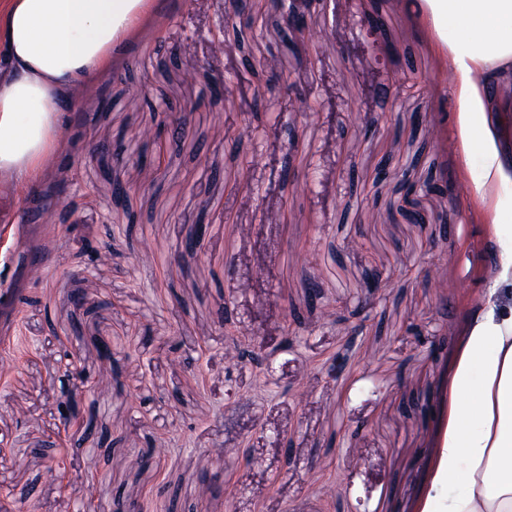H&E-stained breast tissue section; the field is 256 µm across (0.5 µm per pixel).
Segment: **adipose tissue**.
<instances>
[{
    "label": "adipose tissue",
    "mask_w": 512,
    "mask_h": 512,
    "mask_svg": "<svg viewBox=\"0 0 512 512\" xmlns=\"http://www.w3.org/2000/svg\"><path fill=\"white\" fill-rule=\"evenodd\" d=\"M152 0H6L0 12V181L35 179L58 141L66 103L105 69ZM454 71L462 139L485 126L474 198L491 224L497 273L448 384L443 434L418 512H512V159L489 128L493 88L512 84V0H406ZM464 29L460 39L449 26Z\"/></svg>",
    "instance_id": "obj_1"
}]
</instances>
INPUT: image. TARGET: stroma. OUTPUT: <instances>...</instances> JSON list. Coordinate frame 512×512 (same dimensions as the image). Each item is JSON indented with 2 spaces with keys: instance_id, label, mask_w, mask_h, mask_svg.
I'll list each match as a JSON object with an SVG mask.
<instances>
[{
  "instance_id": "35a3bbf8",
  "label": "stroma",
  "mask_w": 512,
  "mask_h": 512,
  "mask_svg": "<svg viewBox=\"0 0 512 512\" xmlns=\"http://www.w3.org/2000/svg\"><path fill=\"white\" fill-rule=\"evenodd\" d=\"M262 2L248 41L225 36L216 55L210 41L229 0H153L111 64L87 79L79 104L66 106L40 175L20 193L0 183V289L15 297L0 308V358L14 362L0 385V485L13 490L5 512H105L119 489L143 512H415L440 425L414 405L444 397L495 268L484 259L488 223L468 194L409 199L396 172L409 165L419 182L472 183L483 167L480 141L463 143L448 63L401 0H316L323 34L292 49L281 14ZM376 12L393 47L386 66L361 32ZM253 57L267 63L257 76L244 67ZM189 66L230 78L223 99L212 101L204 82L184 84ZM277 74L289 88L256 107L258 81ZM386 84L396 100L387 116ZM130 86L144 96L128 97ZM294 91L312 94L320 109L299 120L303 151L291 158L268 115L288 111ZM425 114L441 117L440 137L411 130ZM161 123L167 135L140 147L157 169L144 191L127 160L133 147L119 138ZM249 126L260 131L263 158L247 190L234 185L239 162L226 134ZM384 164L393 176L381 181ZM117 179L132 184L120 202ZM56 201L70 205L69 226L30 221L31 210ZM409 210L424 222L410 223ZM200 221L210 232L197 258L182 263L176 247ZM91 242L102 251L94 262ZM39 250L46 256L34 280L23 260ZM375 269L387 286L370 295ZM312 280L340 319L307 315L296 325L301 346L280 352ZM226 300L234 322L258 330L276 356L265 379L224 351L214 312ZM98 334L122 357L115 381L100 378L93 354L82 361L92 388L83 405L118 442L107 461L98 434L78 419L63 423L54 380L66 353ZM438 339L444 350L431 353ZM346 349L349 362L329 373ZM157 436L167 446L146 458ZM204 464L218 483L237 486L231 502L203 491Z\"/></svg>"
}]
</instances>
